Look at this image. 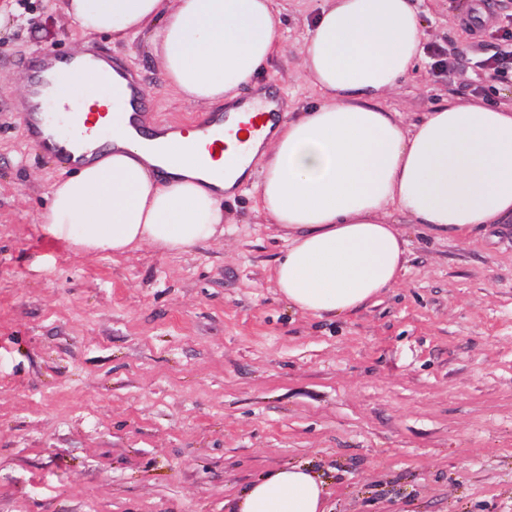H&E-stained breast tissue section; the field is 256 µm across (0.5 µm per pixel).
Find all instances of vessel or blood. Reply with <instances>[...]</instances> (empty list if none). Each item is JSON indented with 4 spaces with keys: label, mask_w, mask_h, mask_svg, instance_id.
Returning a JSON list of instances; mask_svg holds the SVG:
<instances>
[{
    "label": "vessel or blood",
    "mask_w": 512,
    "mask_h": 512,
    "mask_svg": "<svg viewBox=\"0 0 512 512\" xmlns=\"http://www.w3.org/2000/svg\"><path fill=\"white\" fill-rule=\"evenodd\" d=\"M84 69L100 70L103 81L110 85L115 112H89L80 118L75 109L63 108L61 102L52 100L53 78H69ZM26 79L28 94L21 117L27 140L41 154L60 159L70 170H79L88 162L91 146L111 135L113 126L138 130L154 124L145 106L140 79L124 65L107 61L100 50H89L80 59L54 50L39 51L35 63L26 67ZM281 119V103L270 93L251 97L238 117L225 108L199 113L192 153L200 168L210 169L212 161L234 150L240 132L249 131L259 138ZM157 127L162 132L176 129L169 122Z\"/></svg>",
    "instance_id": "obj_1"
}]
</instances>
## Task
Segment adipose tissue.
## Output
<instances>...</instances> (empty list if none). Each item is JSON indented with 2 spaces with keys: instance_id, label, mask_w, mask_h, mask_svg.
<instances>
[{
  "instance_id": "ef3b65f1",
  "label": "adipose tissue",
  "mask_w": 512,
  "mask_h": 512,
  "mask_svg": "<svg viewBox=\"0 0 512 512\" xmlns=\"http://www.w3.org/2000/svg\"><path fill=\"white\" fill-rule=\"evenodd\" d=\"M81 37L128 41L152 24L161 74L195 103L231 100L278 50L277 0H59ZM412 0H319L302 54L317 106L278 124L257 185L285 232L276 286L295 309L353 313L396 285L407 241L396 211L464 240L512 220V108L448 101L404 124L380 105L421 52ZM195 132L156 144L116 126L110 145L54 182L44 228L75 250L122 254L149 244L187 251L224 234L222 199L247 161L222 177L195 166ZM326 486L304 467L251 483L233 512H326Z\"/></svg>"
}]
</instances>
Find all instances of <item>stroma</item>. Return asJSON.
I'll return each instance as SVG.
<instances>
[{"label": "stroma", "instance_id": "35a3bbf8", "mask_svg": "<svg viewBox=\"0 0 512 512\" xmlns=\"http://www.w3.org/2000/svg\"><path fill=\"white\" fill-rule=\"evenodd\" d=\"M424 51L385 96L403 121L447 99L512 105L488 81L512 0H414ZM315 0H288L258 76L314 107L301 48ZM0 512H230L254 479L313 468L328 512H512V223L467 240L404 225L401 281L345 317L288 305L285 243L254 183L223 237L180 254H83L42 216L61 164L28 143L24 66L73 51L56 0H0ZM156 27L96 38L138 72L157 119L201 105L168 88ZM456 49L454 74L434 66Z\"/></svg>", "mask_w": 512, "mask_h": 512}]
</instances>
